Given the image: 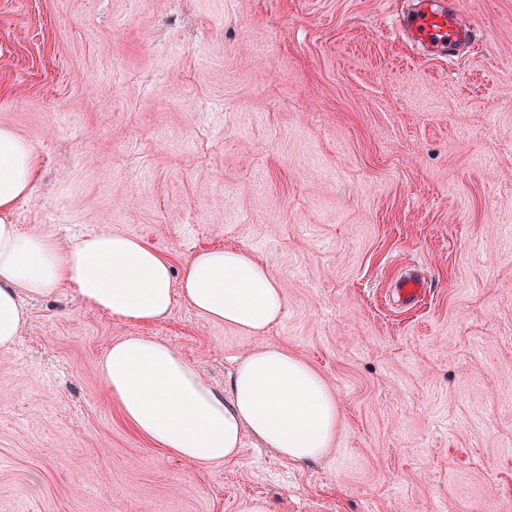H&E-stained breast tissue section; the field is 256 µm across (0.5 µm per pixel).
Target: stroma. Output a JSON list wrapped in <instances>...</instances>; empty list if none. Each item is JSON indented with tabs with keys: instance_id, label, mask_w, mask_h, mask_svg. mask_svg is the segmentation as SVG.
Here are the masks:
<instances>
[{
	"instance_id": "1",
	"label": "stroma",
	"mask_w": 512,
	"mask_h": 512,
	"mask_svg": "<svg viewBox=\"0 0 512 512\" xmlns=\"http://www.w3.org/2000/svg\"><path fill=\"white\" fill-rule=\"evenodd\" d=\"M410 7L0 0V127L40 160L21 233L117 228L177 270L243 250L284 300L260 336L180 294L152 325L68 286L29 301L0 349V512H512V0H454L484 39L452 61L388 28ZM123 336L219 386L255 346L287 348L336 396L329 455L158 448L99 372Z\"/></svg>"
}]
</instances>
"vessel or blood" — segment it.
<instances>
[{
  "label": "vessel or blood",
  "instance_id": "obj_1",
  "mask_svg": "<svg viewBox=\"0 0 512 512\" xmlns=\"http://www.w3.org/2000/svg\"><path fill=\"white\" fill-rule=\"evenodd\" d=\"M399 35L434 59L452 60L474 48L477 30L460 24L443 0H416L414 7L395 22Z\"/></svg>",
  "mask_w": 512,
  "mask_h": 512
}]
</instances>
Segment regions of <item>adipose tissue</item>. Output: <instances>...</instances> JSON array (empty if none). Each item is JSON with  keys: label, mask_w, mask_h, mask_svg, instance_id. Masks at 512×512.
<instances>
[{"label": "adipose tissue", "mask_w": 512, "mask_h": 512, "mask_svg": "<svg viewBox=\"0 0 512 512\" xmlns=\"http://www.w3.org/2000/svg\"><path fill=\"white\" fill-rule=\"evenodd\" d=\"M38 173L29 143L0 128L1 349L11 347L26 324V299L52 295L64 284L126 322L166 319L179 293L204 319L248 335L264 334L279 321L277 283L245 252L201 251L177 273L159 252L117 229L68 243L19 233L14 208ZM99 368L127 421L190 463H224L247 435L306 463L323 459L335 438V396L315 370L279 346L261 345L239 358L221 389L172 346L145 336L113 341Z\"/></svg>", "instance_id": "1"}]
</instances>
